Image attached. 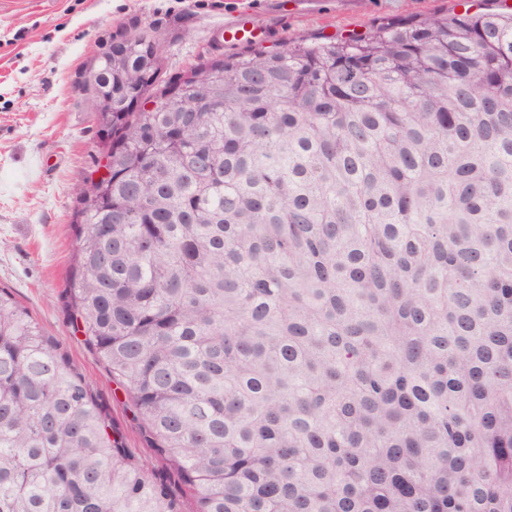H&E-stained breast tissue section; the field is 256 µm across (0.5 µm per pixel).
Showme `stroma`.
<instances>
[{
  "mask_svg": "<svg viewBox=\"0 0 512 512\" xmlns=\"http://www.w3.org/2000/svg\"><path fill=\"white\" fill-rule=\"evenodd\" d=\"M459 9V0H0V289L92 382L113 431L148 470L166 471L167 463L146 441L128 394L75 332L66 299L79 190L103 152L81 89L91 61L147 31L162 40L165 84L241 51L224 39L228 24L262 28L259 48L275 51Z\"/></svg>",
  "mask_w": 512,
  "mask_h": 512,
  "instance_id": "1",
  "label": "stroma"
}]
</instances>
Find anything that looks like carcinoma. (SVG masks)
<instances>
[{"label":"carcinoma","mask_w":512,"mask_h":512,"mask_svg":"<svg viewBox=\"0 0 512 512\" xmlns=\"http://www.w3.org/2000/svg\"><path fill=\"white\" fill-rule=\"evenodd\" d=\"M112 85L68 305L197 512H512V13ZM207 154L212 167L199 165ZM0 292V512H183Z\"/></svg>","instance_id":"carcinoma-1"}]
</instances>
